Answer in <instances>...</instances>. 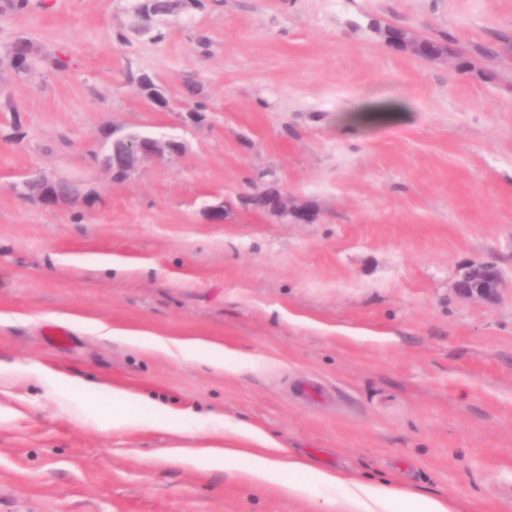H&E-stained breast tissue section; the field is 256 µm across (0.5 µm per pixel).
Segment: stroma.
<instances>
[{
    "mask_svg": "<svg viewBox=\"0 0 512 512\" xmlns=\"http://www.w3.org/2000/svg\"><path fill=\"white\" fill-rule=\"evenodd\" d=\"M130 3L0 0V52L24 38L69 60L0 71V512H329L206 454L221 417L323 469L512 512V0H202L161 41ZM378 23L457 53L394 51ZM390 104L409 121L338 125ZM116 131L182 149L116 183ZM33 178L78 198L15 191ZM263 190L313 220L242 205ZM482 263L502 272L493 304L455 289ZM96 322L221 346L230 368ZM116 389L191 430H113ZM99 336L112 337L119 339L132 347H151L154 351L165 354L169 357L181 359L183 361H192L198 359L197 346L189 342L180 340L151 336L145 333L124 331L108 328L101 325L96 329Z\"/></svg>",
    "mask_w": 512,
    "mask_h": 512,
    "instance_id": "1",
    "label": "stroma"
}]
</instances>
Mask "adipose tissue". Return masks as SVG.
<instances>
[{
    "mask_svg": "<svg viewBox=\"0 0 512 512\" xmlns=\"http://www.w3.org/2000/svg\"><path fill=\"white\" fill-rule=\"evenodd\" d=\"M97 333L135 348L146 346L184 361H192L200 356L194 344L180 340L117 330L104 325L98 326ZM139 401V395L113 390V430L156 427V419L138 413ZM222 429L225 440L231 443L230 448L224 451L225 467H232L234 460L246 457L248 465L242 475L249 482L257 485L279 484L281 490L292 498L321 496L331 512H460L459 506L444 495L399 489L384 482L361 481L339 470L316 468L300 456L277 460L267 453L268 448L274 447V440L249 425L227 419Z\"/></svg>",
    "mask_w": 512,
    "mask_h": 512,
    "instance_id": "ef3b65f1",
    "label": "adipose tissue"
}]
</instances>
